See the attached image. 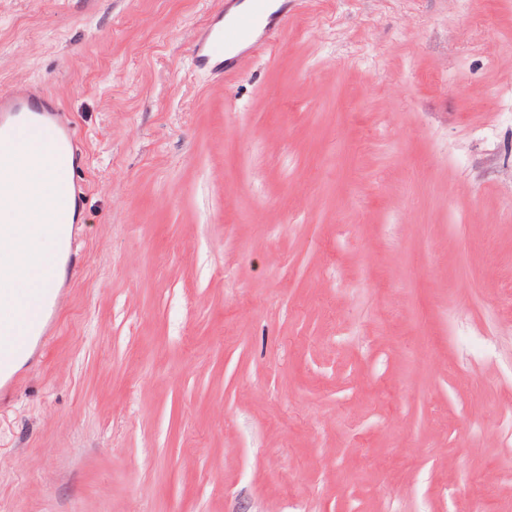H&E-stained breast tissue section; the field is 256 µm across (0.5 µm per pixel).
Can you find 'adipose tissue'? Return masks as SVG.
I'll use <instances>...</instances> for the list:
<instances>
[{"label": "adipose tissue", "mask_w": 512, "mask_h": 512, "mask_svg": "<svg viewBox=\"0 0 512 512\" xmlns=\"http://www.w3.org/2000/svg\"><path fill=\"white\" fill-rule=\"evenodd\" d=\"M49 179L37 164L0 170V288L29 287L35 270L56 255L42 221Z\"/></svg>", "instance_id": "obj_1"}]
</instances>
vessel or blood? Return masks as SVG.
<instances>
[{
    "mask_svg": "<svg viewBox=\"0 0 512 512\" xmlns=\"http://www.w3.org/2000/svg\"><path fill=\"white\" fill-rule=\"evenodd\" d=\"M245 3L232 19L220 15L211 19L193 51L195 68L232 71L244 55L277 39L286 12L269 13L268 0ZM60 112L58 103L40 88L0 91V168L12 167L23 153L39 155L52 174L53 214L57 217L69 201L76 172L64 161L77 155L76 138L71 127L59 121ZM55 289L54 272L49 268L44 269L36 287L0 288V301L17 307L15 314L0 315V374L28 353L41 331Z\"/></svg>",
    "mask_w": 512,
    "mask_h": 512,
    "instance_id": "b4317fda",
    "label": "vessel or blood"
}]
</instances>
